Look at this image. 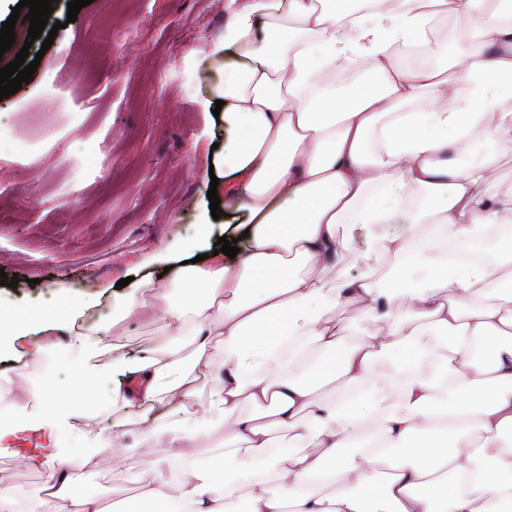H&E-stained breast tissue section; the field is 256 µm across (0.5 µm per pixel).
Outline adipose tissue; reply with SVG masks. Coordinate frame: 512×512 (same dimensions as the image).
<instances>
[{
	"instance_id": "adipose-tissue-1",
	"label": "adipose tissue",
	"mask_w": 512,
	"mask_h": 512,
	"mask_svg": "<svg viewBox=\"0 0 512 512\" xmlns=\"http://www.w3.org/2000/svg\"><path fill=\"white\" fill-rule=\"evenodd\" d=\"M227 0L224 194L246 214L235 257L182 265L162 305L170 342L137 364L101 361L110 330L68 346L72 380L0 419V441L54 433L110 385L180 497L148 484L120 512H512V192L488 188L512 141V13L502 0ZM466 14L459 53L441 44L398 66L394 44ZM263 32L267 45L255 47ZM369 63L350 92L314 72ZM480 143L478 162L460 157ZM382 273L343 264L353 231ZM406 303L399 313L398 303ZM350 307V327L331 314ZM78 306L0 318V349L65 327ZM168 405L157 413V384ZM210 401L193 410L200 382ZM223 428L206 455L197 441Z\"/></svg>"
}]
</instances>
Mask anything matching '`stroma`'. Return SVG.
Wrapping results in <instances>:
<instances>
[{"mask_svg": "<svg viewBox=\"0 0 512 512\" xmlns=\"http://www.w3.org/2000/svg\"><path fill=\"white\" fill-rule=\"evenodd\" d=\"M69 0H56L52 20L64 29L29 84L0 100V269L18 286L0 285V314L97 297L82 319L113 323L120 279H172L170 250L202 246L200 225L211 215V164L225 136L211 104L224 86V57L213 54L228 14L224 0H91L68 22ZM111 342L133 362L165 341L163 322L135 316L115 323ZM67 387L70 369L46 376L25 346L0 355L5 399H31L43 381ZM141 424L113 436L111 419L86 412L50 439L35 430L9 436L0 454V486L17 492L9 512H31L60 471L70 493L96 494L104 512L151 481L152 447L138 446ZM93 431L113 448L87 445ZM55 447L38 467L11 454L21 440Z\"/></svg>", "mask_w": 512, "mask_h": 512, "instance_id": "1", "label": "stroma"}]
</instances>
